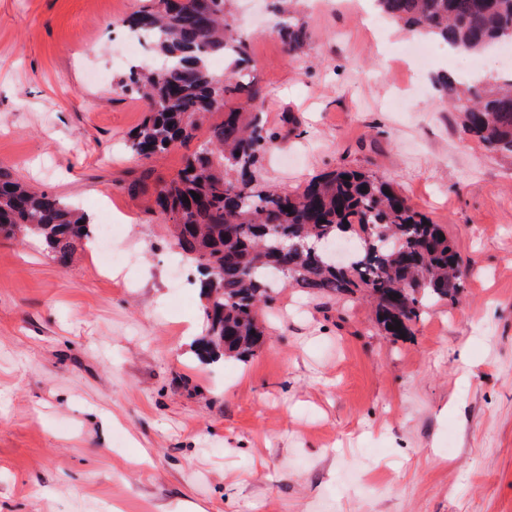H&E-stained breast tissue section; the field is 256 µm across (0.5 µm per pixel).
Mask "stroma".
<instances>
[{"mask_svg":"<svg viewBox=\"0 0 512 512\" xmlns=\"http://www.w3.org/2000/svg\"><path fill=\"white\" fill-rule=\"evenodd\" d=\"M362 0H299L289 53L275 0H231L262 110L278 132L259 168L292 191L334 169L390 182L443 225L467 269L459 303L405 337L373 306L279 289L248 361H202L191 286L152 191L209 136L162 159L126 144L145 104L117 82L138 0H0V166L92 216L128 260L102 275L82 243L58 266L0 237V512H512V157L466 138L408 34L356 25ZM287 2L288 0H280L281 21L276 25V29L283 42L288 46V50L295 52L306 45L309 39L308 28L304 22L296 20L291 15Z\"/></svg>","mask_w":512,"mask_h":512,"instance_id":"obj_1","label":"stroma"}]
</instances>
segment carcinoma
I'll return each instance as SVG.
<instances>
[{
  "label": "carcinoma",
  "instance_id": "1",
  "mask_svg": "<svg viewBox=\"0 0 512 512\" xmlns=\"http://www.w3.org/2000/svg\"><path fill=\"white\" fill-rule=\"evenodd\" d=\"M229 0H141L125 20L127 32L149 39L164 58L159 69L130 68L121 87L137 94L147 114L133 132L132 155L159 157L191 140L200 121L241 98L224 113L169 182L155 190V206L172 221L182 257L201 277L206 299L205 360L246 358L266 336L261 307L274 300L267 273L285 269L281 287L338 300L360 293L376 308L389 336L408 333L430 302L454 303L463 288L460 259L448 235L418 212L391 185L363 171H330L295 192L259 184L260 158L277 138L260 113L265 97L248 78V40L228 19ZM280 0L276 29L288 50L306 45L304 22ZM378 12L408 31L455 51L478 55L512 38V0H374ZM221 56L224 72L211 60ZM463 133L489 152L512 156V72L487 86L451 73L437 78ZM200 199H194V195ZM358 227L362 245L347 268L334 270L310 244ZM40 237L65 268L79 243L92 240L96 225L59 196L15 180L0 167V236ZM400 330H394L396 323Z\"/></svg>",
  "mask_w": 512,
  "mask_h": 512
}]
</instances>
